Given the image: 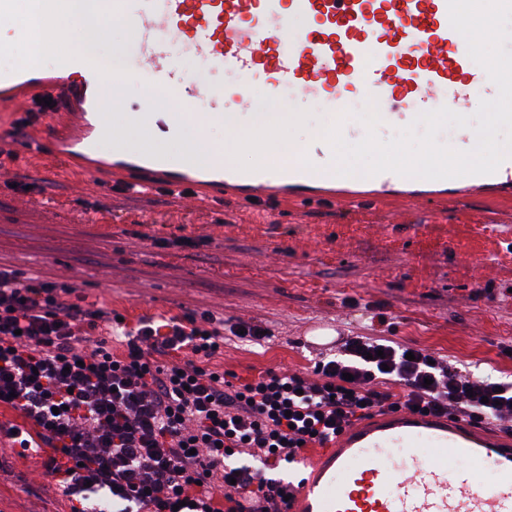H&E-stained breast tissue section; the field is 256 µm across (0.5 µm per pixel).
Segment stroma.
<instances>
[{"mask_svg":"<svg viewBox=\"0 0 512 512\" xmlns=\"http://www.w3.org/2000/svg\"><path fill=\"white\" fill-rule=\"evenodd\" d=\"M174 55L204 95L242 83L214 71L188 44ZM105 69L146 78L129 26L114 24L98 54ZM507 101L475 93L466 106L471 128L488 144L512 139V124L491 115ZM29 178L37 192L22 194ZM200 237L196 248L178 246ZM0 267L76 288L134 320L206 310L252 321L270 340L224 338V370L241 377L261 370L307 372L317 354L310 333H362L363 317L381 316L385 335L453 363L512 376V182L468 184L417 205L386 193L352 206L269 201L246 208L235 197L188 206L157 193L132 197L108 170L78 178L67 165L46 173L25 157L0 159ZM0 512H67L68 501L42 466L43 452L5 451Z\"/></svg>","mask_w":512,"mask_h":512,"instance_id":"35a3bbf8","label":"stroma"}]
</instances>
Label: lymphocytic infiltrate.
I'll return each mask as SVG.
<instances>
[{
  "label": "lymphocytic infiltrate",
  "instance_id": "obj_1",
  "mask_svg": "<svg viewBox=\"0 0 512 512\" xmlns=\"http://www.w3.org/2000/svg\"><path fill=\"white\" fill-rule=\"evenodd\" d=\"M72 293L0 269V432L43 450L70 512H96V498L118 512H288L281 463L382 408L512 434V381L384 336H345L311 371L237 385L213 365L224 322L212 313L132 325Z\"/></svg>",
  "mask_w": 512,
  "mask_h": 512
}]
</instances>
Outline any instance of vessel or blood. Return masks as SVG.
<instances>
[{
    "mask_svg": "<svg viewBox=\"0 0 512 512\" xmlns=\"http://www.w3.org/2000/svg\"><path fill=\"white\" fill-rule=\"evenodd\" d=\"M304 16L296 29L291 17ZM105 19L132 25L145 76L179 94L189 79L170 53L186 39L211 67L234 70L246 84L208 96L207 115L223 121L232 104L246 105L249 80H261L269 96L294 86L341 108L351 94L374 97L386 111L465 107L474 88L498 94L493 73L472 66L481 45L458 0H108ZM107 72L88 56L64 57L55 72L23 62L0 73V101L22 108L52 100L50 122H35L23 152L33 158L62 156L84 175L90 135L99 130L101 89ZM114 181L136 194L165 191L181 204L212 205L225 194L303 204L310 197L333 204L351 201L336 176L303 170L298 162L264 159L263 169L242 171L224 163L198 167L144 150L119 153ZM387 448L405 449L387 464ZM492 470L494 488L476 477ZM291 512H512V437L493 434L447 416L383 411L347 427L314 455Z\"/></svg>",
    "mask_w": 512,
    "mask_h": 512,
    "instance_id": "b4317fda",
    "label": "vessel or blood"
}]
</instances>
